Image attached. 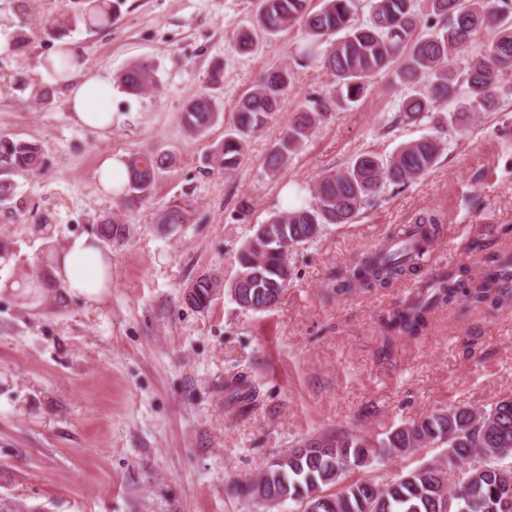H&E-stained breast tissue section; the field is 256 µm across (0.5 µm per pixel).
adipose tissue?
Here are the masks:
<instances>
[{
  "label": "adipose tissue",
  "mask_w": 512,
  "mask_h": 512,
  "mask_svg": "<svg viewBox=\"0 0 512 512\" xmlns=\"http://www.w3.org/2000/svg\"><path fill=\"white\" fill-rule=\"evenodd\" d=\"M61 52L70 61L62 83L72 121L101 132L110 130L113 119L108 108L112 98L111 78L87 69L76 44H63ZM48 251L54 257L51 274L70 295L81 297L91 307L103 304L109 294L112 259L96 237L79 236L60 245L52 243Z\"/></svg>",
  "instance_id": "adipose-tissue-1"
}]
</instances>
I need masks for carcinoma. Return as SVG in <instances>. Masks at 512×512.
I'll list each match as a JSON object with an SVG mask.
<instances>
[{
    "mask_svg": "<svg viewBox=\"0 0 512 512\" xmlns=\"http://www.w3.org/2000/svg\"><path fill=\"white\" fill-rule=\"evenodd\" d=\"M309 0H258L250 26L236 33V46L248 52L258 34H275L290 22H299L301 38L294 48L300 66L325 70L331 84L326 94L309 97L273 145L264 160L265 174L279 175L291 155L336 103L358 101L370 79L386 72L395 83L412 90L396 116L399 123L415 124L438 116L434 132L402 145L387 159L371 153L358 155L347 166L319 179L310 198L279 211L262 224L238 253L236 278L224 285L217 274H203L190 284L187 295L205 309L219 289L243 299L242 309L255 304L267 311L275 306L290 281L288 251L319 238L329 224H350L361 210L379 198L390 185L404 186L429 173L438 163L445 136L463 135L476 114L496 108L504 79L512 76V0H367L369 15L360 19L362 0H321L316 11ZM94 26L112 24V7L101 6L83 17ZM488 30L491 40L470 52L473 43ZM291 72L274 66L259 84L236 104L233 130L214 146L211 162L231 173L241 164L248 139L261 131L280 109ZM121 84L140 94L155 85L154 71L136 63L120 75ZM455 101L448 115L443 105ZM219 115L206 94L192 98L181 118L186 131L198 135ZM172 157L167 153L135 152L127 158V182L121 205L129 207L146 199L158 173ZM0 163L10 171H34L44 165L35 144L0 137ZM192 208L174 199L163 208L158 224L172 233L188 223ZM441 219L423 214L402 225L391 240L395 247H373L339 275L332 291L346 295L357 289H385L416 274L429 259ZM98 232L107 243L126 237L117 217H104ZM463 301L473 307L498 309L512 303V255H494L484 262L479 276L467 272L441 274L422 297L395 310L385 331L416 339L427 326L432 310ZM438 445L448 449V464L466 468L463 481L454 486L439 479L444 462H427L386 481L341 479L381 456H401L415 448ZM512 396L490 409L450 406L405 423L373 441L363 435L329 433L299 441L277 462L261 470L241 487L244 497L272 508L270 501H292L300 512H512L504 506L502 473L512 474Z\"/></svg>",
    "mask_w": 512,
    "mask_h": 512,
    "instance_id": "carcinoma-1",
    "label": "carcinoma"
}]
</instances>
